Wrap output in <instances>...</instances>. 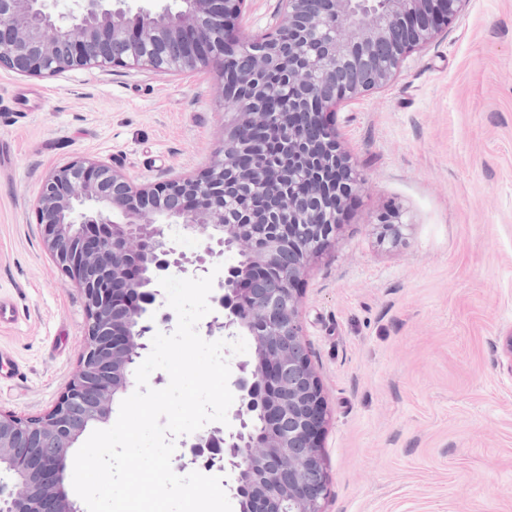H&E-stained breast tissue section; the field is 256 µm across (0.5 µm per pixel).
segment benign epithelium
Segmentation results:
<instances>
[{
    "label": "benign epithelium",
    "mask_w": 512,
    "mask_h": 512,
    "mask_svg": "<svg viewBox=\"0 0 512 512\" xmlns=\"http://www.w3.org/2000/svg\"><path fill=\"white\" fill-rule=\"evenodd\" d=\"M247 0H174L158 10L129 0H0V67L33 77L111 66L158 68L144 47L174 49L162 70L186 73L212 63L221 72L228 120L224 150L199 176L137 187L108 164L76 158L43 182L37 201L41 238L62 273L82 290L87 331L78 369L49 410L23 417L0 410V512H80L65 485L71 449L109 422L132 387L131 367L147 349L146 313L159 279L185 270L167 230L202 237L194 271L237 249L212 302L222 328L249 336L238 364L236 427L221 425L181 440L176 469L230 470L236 498L255 512H323L328 482L320 439L327 422L322 385L311 365L300 318L298 282L330 243L361 179L341 151L327 113L389 83L408 55L448 25L466 0H281L279 26L264 35L236 27ZM288 32V40L280 33ZM383 50L387 57L376 58ZM362 52L370 63L347 70ZM295 60L288 97L264 77ZM324 132L309 139L307 125ZM278 126L291 170L311 198L286 190L289 171L267 159L258 135ZM255 188L267 204L224 212L225 185ZM119 214L123 222L112 217ZM263 418L250 433L254 413Z\"/></svg>",
    "instance_id": "benign-epithelium-1"
}]
</instances>
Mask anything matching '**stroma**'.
<instances>
[{"mask_svg":"<svg viewBox=\"0 0 512 512\" xmlns=\"http://www.w3.org/2000/svg\"><path fill=\"white\" fill-rule=\"evenodd\" d=\"M217 69L30 77L0 68V409L43 413L74 375L81 290L40 238L44 178L81 156L137 186L194 176L224 146ZM363 178L301 283L329 422L325 512H512V0H466L383 88L329 115ZM400 210L398 240L381 215Z\"/></svg>","mask_w":512,"mask_h":512,"instance_id":"1","label":"stroma"}]
</instances>
